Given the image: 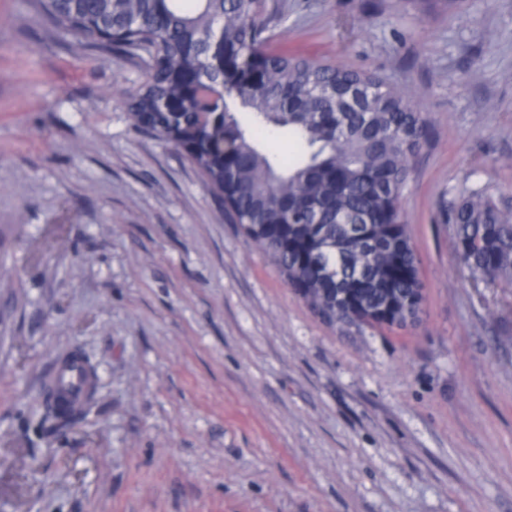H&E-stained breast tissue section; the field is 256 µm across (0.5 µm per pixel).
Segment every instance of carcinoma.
Listing matches in <instances>:
<instances>
[{
  "label": "carcinoma",
  "instance_id": "carcinoma-1",
  "mask_svg": "<svg viewBox=\"0 0 512 512\" xmlns=\"http://www.w3.org/2000/svg\"><path fill=\"white\" fill-rule=\"evenodd\" d=\"M56 28L145 54L134 125L175 138L230 217L328 323L404 326L422 287L401 206L426 116L378 76L270 47L268 0H37ZM221 31L224 69L208 66ZM291 139L292 156L266 150ZM226 144L223 154L215 148ZM475 281L512 287V208L473 191L448 213ZM349 296L332 304L336 290Z\"/></svg>",
  "mask_w": 512,
  "mask_h": 512
}]
</instances>
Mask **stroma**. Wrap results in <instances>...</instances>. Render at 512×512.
I'll return each instance as SVG.
<instances>
[{"mask_svg": "<svg viewBox=\"0 0 512 512\" xmlns=\"http://www.w3.org/2000/svg\"><path fill=\"white\" fill-rule=\"evenodd\" d=\"M289 50L427 117L403 208L417 324L331 325L177 149L136 128L139 52L0 0V512H512V288L447 213L512 198V0H270ZM89 357L69 426L41 420ZM68 362L70 366L65 370L57 369L55 379L70 394L69 400L73 405L79 404L88 391V384L79 372L81 361L73 357Z\"/></svg>", "mask_w": 512, "mask_h": 512, "instance_id": "obj_1", "label": "stroma"}]
</instances>
